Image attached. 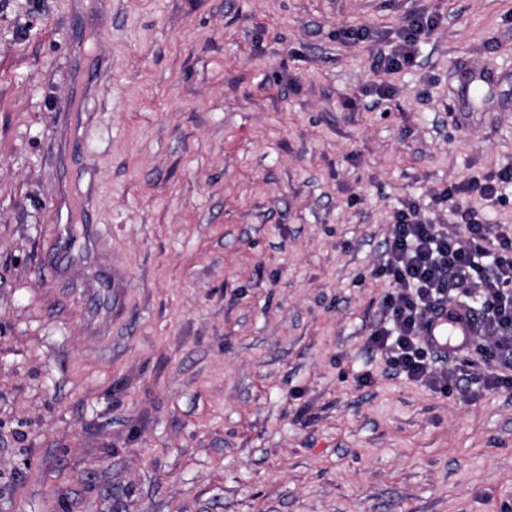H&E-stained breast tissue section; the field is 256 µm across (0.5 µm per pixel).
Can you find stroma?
I'll use <instances>...</instances> for the list:
<instances>
[{"label":"stroma","mask_w":512,"mask_h":512,"mask_svg":"<svg viewBox=\"0 0 512 512\" xmlns=\"http://www.w3.org/2000/svg\"><path fill=\"white\" fill-rule=\"evenodd\" d=\"M73 0H0V512H502L512 391L444 396L365 344L392 214L512 169V79L458 126V58L512 72V0H111L87 116ZM441 24L372 89L362 25ZM92 193L102 277L47 250ZM372 376L358 386V375ZM112 37V17L106 22L96 10L73 13V28L68 43L70 57L76 63L75 75L82 80L83 94L80 98H69L55 112H62L70 130L72 149L84 143L87 129L82 114L87 111L88 95L98 94L111 66L104 65L110 58L104 46Z\"/></svg>","instance_id":"stroma-1"}]
</instances>
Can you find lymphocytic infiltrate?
I'll return each instance as SVG.
<instances>
[{"label":"lymphocytic infiltrate","instance_id":"lymphocytic-infiltrate-1","mask_svg":"<svg viewBox=\"0 0 512 512\" xmlns=\"http://www.w3.org/2000/svg\"><path fill=\"white\" fill-rule=\"evenodd\" d=\"M438 23L434 15H411L388 51L373 55L372 69L393 74L413 65L420 35ZM496 183L469 179L443 190L439 201L455 204L453 224L426 221L413 205L398 211L385 259L370 273L387 289L367 348L392 374L436 393L462 388L468 371L483 388L512 390V227L484 223L475 206L496 199ZM451 304L480 318L463 361L444 366L430 357L423 331Z\"/></svg>","mask_w":512,"mask_h":512}]
</instances>
